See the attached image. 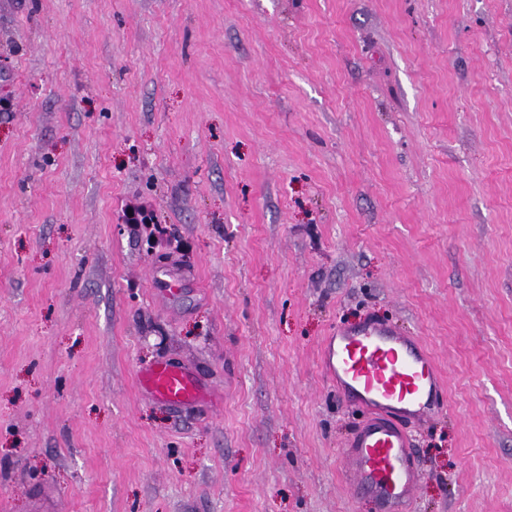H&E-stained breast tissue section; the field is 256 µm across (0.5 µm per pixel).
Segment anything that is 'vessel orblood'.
I'll list each match as a JSON object with an SVG mask.
<instances>
[{
	"label": "vessel or blood",
	"mask_w": 512,
	"mask_h": 512,
	"mask_svg": "<svg viewBox=\"0 0 512 512\" xmlns=\"http://www.w3.org/2000/svg\"><path fill=\"white\" fill-rule=\"evenodd\" d=\"M320 364L337 396L363 413L344 456L346 473L370 494L376 512H411L422 479L413 430L448 409L437 364L418 337L378 321L337 329L321 348ZM138 385L172 405L190 404L202 393L188 370L167 362L142 369Z\"/></svg>",
	"instance_id": "obj_1"
}]
</instances>
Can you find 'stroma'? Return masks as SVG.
<instances>
[{
  "label": "stroma",
  "instance_id": "1",
  "mask_svg": "<svg viewBox=\"0 0 512 512\" xmlns=\"http://www.w3.org/2000/svg\"><path fill=\"white\" fill-rule=\"evenodd\" d=\"M1 98L0 512H376L319 366L373 318L446 382L412 512H512V0H0ZM121 220L123 224L142 230L147 235L148 242L165 240L175 252L187 253L188 245L185 242L170 234L166 227L157 224L153 207L147 200L134 197L122 202ZM142 393L171 405H187L202 393L199 381L185 368L162 362L138 374Z\"/></svg>",
  "mask_w": 512,
  "mask_h": 512
}]
</instances>
